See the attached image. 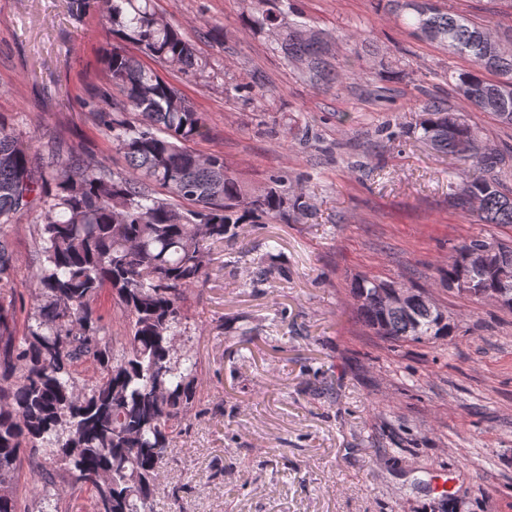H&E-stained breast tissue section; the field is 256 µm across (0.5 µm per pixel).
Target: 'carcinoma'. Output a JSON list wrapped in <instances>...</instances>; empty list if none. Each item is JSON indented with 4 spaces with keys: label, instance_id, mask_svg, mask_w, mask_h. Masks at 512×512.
Here are the masks:
<instances>
[{
    "label": "carcinoma",
    "instance_id": "obj_1",
    "mask_svg": "<svg viewBox=\"0 0 512 512\" xmlns=\"http://www.w3.org/2000/svg\"><path fill=\"white\" fill-rule=\"evenodd\" d=\"M112 31L172 70L202 69L194 44L158 20L152 0H107ZM261 8L248 28L278 36V52L319 89L354 66L331 62L328 34L285 22ZM409 15L418 39L466 57L471 68L450 75L471 111L512 127V41L472 19L452 16L433 0H386ZM109 86L88 103L95 129L123 154L127 168L88 161L82 149L65 155L50 145L38 161L0 119V281L14 267L11 218L39 207L35 227L34 304L17 335L13 303L0 301V512H69L67 495L90 493L96 512H151L160 469L175 427L198 399L197 358L178 349L187 333L188 293L205 284L213 248L242 224L298 222L311 212L301 193L273 175L261 190L244 185L224 155L202 156L190 143L209 134L208 119L157 71L115 46L105 59ZM423 138L457 160H476L486 175L464 176L453 207L483 224L512 227V186L501 178L506 152L482 141L477 124L435 101L424 107ZM491 244L469 237L454 248L440 278L499 288L498 269L512 266L502 245L482 266L459 260ZM386 281L363 276L352 287L361 321L390 342L428 343L454 336L444 310L417 300L405 310L378 302ZM108 292L113 308L97 305ZM108 319L121 321L120 335ZM94 375L79 379V367ZM33 478L20 490L22 459Z\"/></svg>",
    "mask_w": 512,
    "mask_h": 512
}]
</instances>
